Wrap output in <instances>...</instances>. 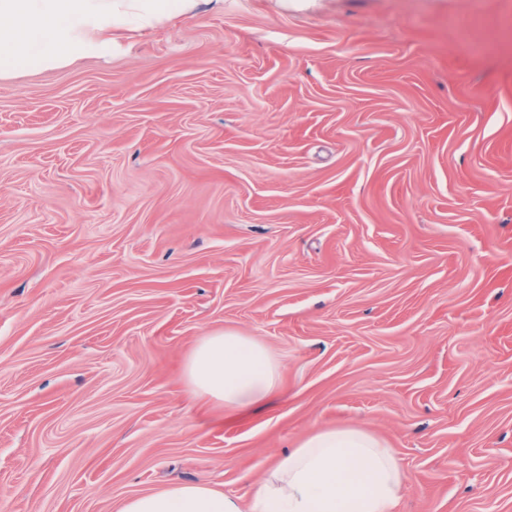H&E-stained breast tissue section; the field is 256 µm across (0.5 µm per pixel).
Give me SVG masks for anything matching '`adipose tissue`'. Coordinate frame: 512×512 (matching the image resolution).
<instances>
[{"instance_id": "1", "label": "adipose tissue", "mask_w": 512, "mask_h": 512, "mask_svg": "<svg viewBox=\"0 0 512 512\" xmlns=\"http://www.w3.org/2000/svg\"><path fill=\"white\" fill-rule=\"evenodd\" d=\"M200 0H0V73L54 69L140 32L194 14ZM279 360L235 331L200 339L183 378L193 397L231 419L278 391ZM407 476L383 439L351 426L318 430L266 473L249 505L205 484L126 501L120 512H398Z\"/></svg>"}]
</instances>
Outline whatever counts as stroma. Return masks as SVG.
Instances as JSON below:
<instances>
[{
  "instance_id": "35a3bbf8",
  "label": "stroma",
  "mask_w": 512,
  "mask_h": 512,
  "mask_svg": "<svg viewBox=\"0 0 512 512\" xmlns=\"http://www.w3.org/2000/svg\"><path fill=\"white\" fill-rule=\"evenodd\" d=\"M253 336L279 395L182 376ZM512 512V0H224L0 75V512L250 501L311 433ZM279 360L255 337L236 331L200 339L186 357L183 378L194 398L231 419L278 391Z\"/></svg>"
}]
</instances>
